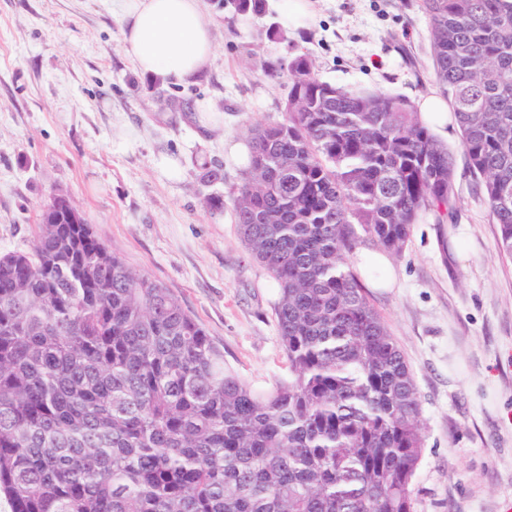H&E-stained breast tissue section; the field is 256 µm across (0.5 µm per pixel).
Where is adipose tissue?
<instances>
[{
    "instance_id": "adipose-tissue-1",
    "label": "adipose tissue",
    "mask_w": 512,
    "mask_h": 512,
    "mask_svg": "<svg viewBox=\"0 0 512 512\" xmlns=\"http://www.w3.org/2000/svg\"><path fill=\"white\" fill-rule=\"evenodd\" d=\"M123 44L140 71L193 82L213 54L202 0H122Z\"/></svg>"
}]
</instances>
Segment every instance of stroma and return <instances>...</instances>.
Returning a JSON list of instances; mask_svg holds the SVG:
<instances>
[{"label":"stroma","mask_w":512,"mask_h":512,"mask_svg":"<svg viewBox=\"0 0 512 512\" xmlns=\"http://www.w3.org/2000/svg\"><path fill=\"white\" fill-rule=\"evenodd\" d=\"M214 56L194 82L137 70L120 0H0V253L30 250L44 206L66 194L133 271L169 288L250 385L288 375L277 288L238 235L233 197L254 124L282 121L289 62L320 78L409 100L434 93L420 0H314L309 28L284 27L275 0L240 13L203 0ZM208 104L210 113L198 110ZM456 205L414 224L389 269L358 268L370 302L414 371L424 426L415 512H512V259L466 170L458 130ZM223 181L206 184L205 167ZM223 200L222 209L209 204Z\"/></svg>","instance_id":"stroma-1"}]
</instances>
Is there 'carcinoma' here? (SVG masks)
I'll list each match as a JSON object with an SVG mask.
<instances>
[{
    "mask_svg": "<svg viewBox=\"0 0 512 512\" xmlns=\"http://www.w3.org/2000/svg\"><path fill=\"white\" fill-rule=\"evenodd\" d=\"M433 82L512 258V0H421ZM251 128L238 232L278 288L288 378L245 382L180 299L55 195L0 255V495L12 512H415V374L346 254L453 208L455 159L404 97L288 63Z\"/></svg>",
    "mask_w": 512,
    "mask_h": 512,
    "instance_id": "1",
    "label": "carcinoma"
}]
</instances>
